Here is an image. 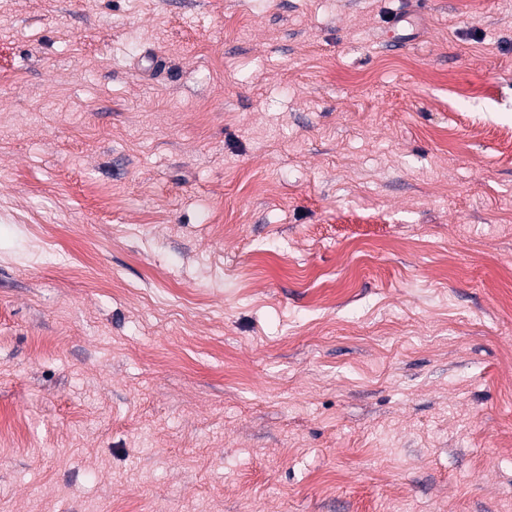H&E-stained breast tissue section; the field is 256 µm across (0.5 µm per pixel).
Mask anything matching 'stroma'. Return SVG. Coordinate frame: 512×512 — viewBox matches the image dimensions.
<instances>
[{"instance_id": "obj_1", "label": "stroma", "mask_w": 512, "mask_h": 512, "mask_svg": "<svg viewBox=\"0 0 512 512\" xmlns=\"http://www.w3.org/2000/svg\"><path fill=\"white\" fill-rule=\"evenodd\" d=\"M512 0H0V512H512Z\"/></svg>"}]
</instances>
